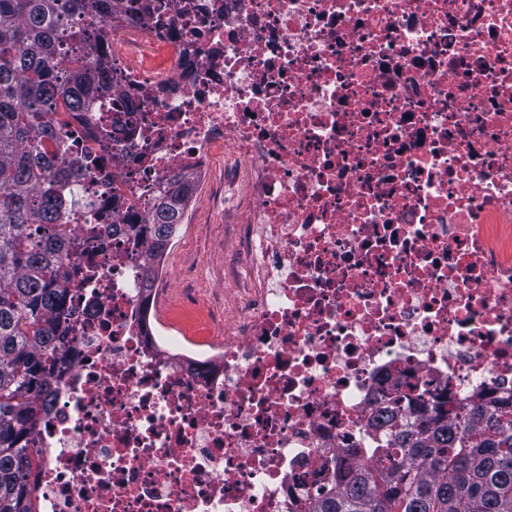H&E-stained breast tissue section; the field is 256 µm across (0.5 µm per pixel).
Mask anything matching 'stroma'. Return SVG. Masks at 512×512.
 <instances>
[{
    "mask_svg": "<svg viewBox=\"0 0 512 512\" xmlns=\"http://www.w3.org/2000/svg\"><path fill=\"white\" fill-rule=\"evenodd\" d=\"M224 158H217L207 189L192 199L185 222L165 252L162 264L173 277L167 298L173 309L200 310L203 320L193 325L196 335L217 328L224 321V309L232 305L231 284L224 269L239 261L233 225L246 221L247 186L239 184L237 202L223 201Z\"/></svg>",
    "mask_w": 512,
    "mask_h": 512,
    "instance_id": "obj_1",
    "label": "stroma"
}]
</instances>
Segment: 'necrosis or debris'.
<instances>
[{
    "instance_id": "1",
    "label": "necrosis or debris",
    "mask_w": 512,
    "mask_h": 512,
    "mask_svg": "<svg viewBox=\"0 0 512 512\" xmlns=\"http://www.w3.org/2000/svg\"><path fill=\"white\" fill-rule=\"evenodd\" d=\"M99 50L113 95L62 135L110 128L73 184L110 230L65 261L40 512H303L382 459L389 398L512 394V0H125ZM226 149L236 301L192 336L124 227Z\"/></svg>"
}]
</instances>
